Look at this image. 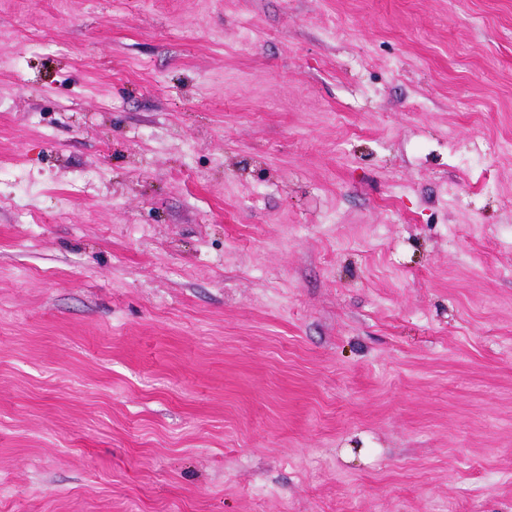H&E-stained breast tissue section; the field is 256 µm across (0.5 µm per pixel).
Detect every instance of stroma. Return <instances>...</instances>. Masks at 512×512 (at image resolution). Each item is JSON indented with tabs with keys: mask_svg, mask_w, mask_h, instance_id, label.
<instances>
[{
	"mask_svg": "<svg viewBox=\"0 0 512 512\" xmlns=\"http://www.w3.org/2000/svg\"><path fill=\"white\" fill-rule=\"evenodd\" d=\"M0 512H512V0H0Z\"/></svg>",
	"mask_w": 512,
	"mask_h": 512,
	"instance_id": "obj_1",
	"label": "stroma"
}]
</instances>
